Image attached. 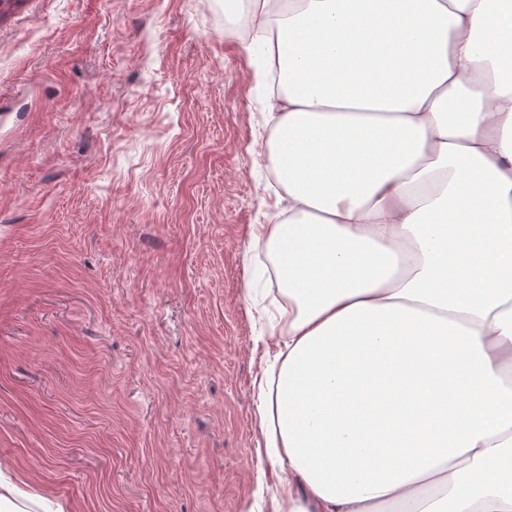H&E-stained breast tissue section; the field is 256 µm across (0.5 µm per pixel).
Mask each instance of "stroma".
<instances>
[{
  "label": "stroma",
  "instance_id": "obj_1",
  "mask_svg": "<svg viewBox=\"0 0 512 512\" xmlns=\"http://www.w3.org/2000/svg\"><path fill=\"white\" fill-rule=\"evenodd\" d=\"M0 9V465L66 512H276L264 63L224 0Z\"/></svg>",
  "mask_w": 512,
  "mask_h": 512
}]
</instances>
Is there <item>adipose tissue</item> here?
I'll return each mask as SVG.
<instances>
[{"instance_id": "1", "label": "adipose tissue", "mask_w": 512, "mask_h": 512, "mask_svg": "<svg viewBox=\"0 0 512 512\" xmlns=\"http://www.w3.org/2000/svg\"><path fill=\"white\" fill-rule=\"evenodd\" d=\"M251 2L284 512H512V0ZM0 512L65 507L0 468Z\"/></svg>"}]
</instances>
